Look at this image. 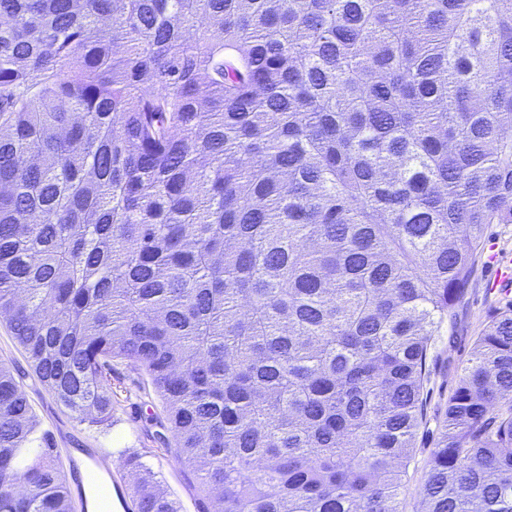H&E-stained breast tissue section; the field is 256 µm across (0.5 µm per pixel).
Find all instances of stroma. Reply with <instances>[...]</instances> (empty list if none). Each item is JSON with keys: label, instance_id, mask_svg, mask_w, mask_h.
Returning a JSON list of instances; mask_svg holds the SVG:
<instances>
[{"label": "stroma", "instance_id": "1", "mask_svg": "<svg viewBox=\"0 0 512 512\" xmlns=\"http://www.w3.org/2000/svg\"><path fill=\"white\" fill-rule=\"evenodd\" d=\"M495 251L512 255V224L489 225L454 334L436 337L431 348V375L426 386L427 415L415 440L413 459L401 495L404 512H422L424 508L420 495L424 467L439 436L448 398L461 368L471 355L476 337L494 311L512 304V289L492 291L487 287L491 277L488 258ZM0 360L11 364L16 379L41 422L42 430L49 433L54 447L59 449L71 487L79 485L75 467L78 456L87 455L95 449L112 470L113 501H131V480L119 466L118 452L123 448H135L145 454L147 463L159 473L165 487L180 502L182 512H196L197 492L190 466L174 454L157 456L153 453L158 445L159 431L153 416L160 413L161 407L155 395L146 394L147 381L143 373L124 364L115 366L112 388L118 394V402L114 406L112 424L91 428L79 423L69 410L57 403L31 371L11 332L2 323Z\"/></svg>", "mask_w": 512, "mask_h": 512}]
</instances>
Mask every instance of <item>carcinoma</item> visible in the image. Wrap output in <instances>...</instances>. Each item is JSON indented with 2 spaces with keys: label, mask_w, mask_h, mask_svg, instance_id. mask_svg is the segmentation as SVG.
<instances>
[{
  "label": "carcinoma",
  "mask_w": 512,
  "mask_h": 512,
  "mask_svg": "<svg viewBox=\"0 0 512 512\" xmlns=\"http://www.w3.org/2000/svg\"><path fill=\"white\" fill-rule=\"evenodd\" d=\"M512 224V0H0V321L76 419L149 379L200 512H404L429 352ZM512 306L423 512H512ZM0 363V512H76ZM135 512H181L120 454Z\"/></svg>",
  "instance_id": "obj_1"
}]
</instances>
